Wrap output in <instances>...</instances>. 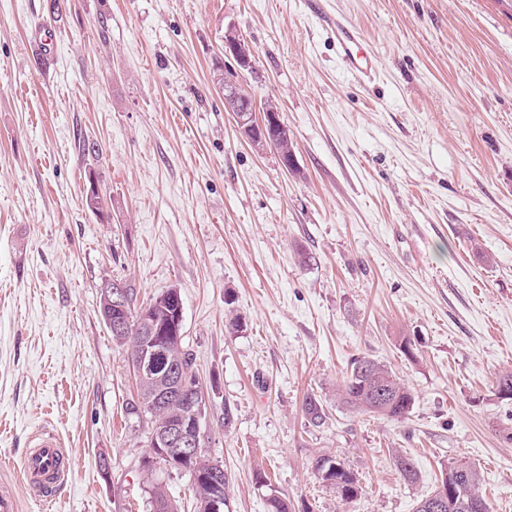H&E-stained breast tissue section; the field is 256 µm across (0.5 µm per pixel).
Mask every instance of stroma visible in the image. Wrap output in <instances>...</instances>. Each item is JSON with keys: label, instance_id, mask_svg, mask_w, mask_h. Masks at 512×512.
<instances>
[{"label": "stroma", "instance_id": "35a3bbf8", "mask_svg": "<svg viewBox=\"0 0 512 512\" xmlns=\"http://www.w3.org/2000/svg\"><path fill=\"white\" fill-rule=\"evenodd\" d=\"M326 14L361 28L375 75L344 69ZM229 70L277 105L294 169L240 133ZM113 280L140 304L181 292L224 512H267L273 490L291 512H413L457 459L512 512V0H0V485L18 512H150L152 424L99 312ZM363 356L409 386L407 418L339 403ZM45 427L71 458L49 497L19 470ZM313 467L322 481L336 490L340 501L348 502L358 496L360 486L357 477L340 461L321 455L315 459Z\"/></svg>", "mask_w": 512, "mask_h": 512}]
</instances>
